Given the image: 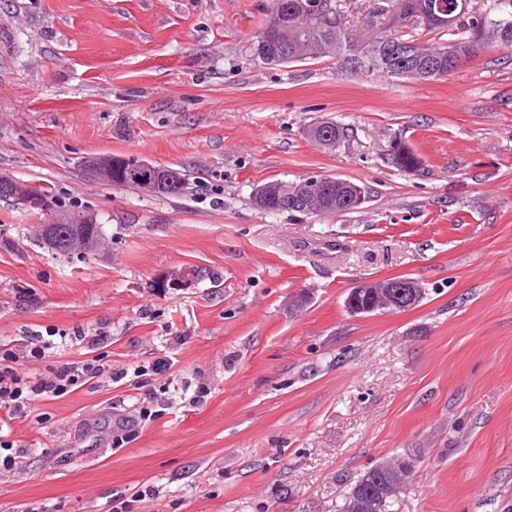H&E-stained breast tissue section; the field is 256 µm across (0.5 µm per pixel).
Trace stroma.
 Here are the masks:
<instances>
[{"label": "stroma", "instance_id": "1", "mask_svg": "<svg viewBox=\"0 0 512 512\" xmlns=\"http://www.w3.org/2000/svg\"><path fill=\"white\" fill-rule=\"evenodd\" d=\"M347 0L346 28L420 44L423 26ZM271 0H0L14 21L0 86V173L94 215L106 252L78 261L0 201V344L56 334L42 368L91 381L0 430V512H345L370 468L405 458L391 512H512V47L445 79L282 66L252 43ZM352 128L324 148L308 128ZM403 139L423 161L386 155ZM188 172L177 197L90 184L84 157ZM367 191L334 216L270 214L257 185L308 177ZM207 275L158 292L175 268ZM420 281L405 311L348 313L366 279ZM310 293L301 311L291 298ZM207 385L201 401L193 396ZM158 408L151 420L140 407ZM131 438L113 448L112 432ZM391 149L393 151L389 153L390 160L399 171L412 175L421 169L422 159L407 142L394 140ZM0 430V467L5 469L19 467L25 458L23 448H14L13 441L7 440Z\"/></svg>", "mask_w": 512, "mask_h": 512}]
</instances>
